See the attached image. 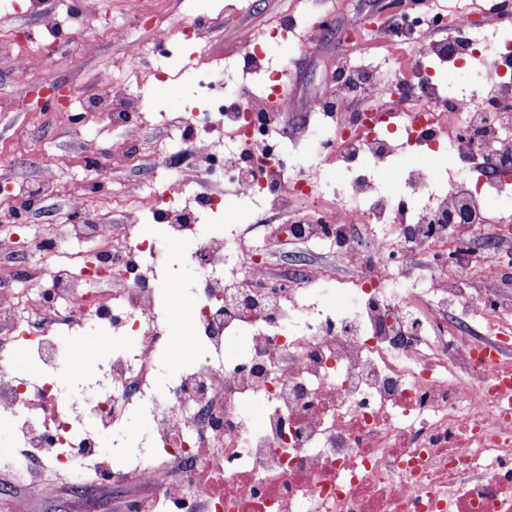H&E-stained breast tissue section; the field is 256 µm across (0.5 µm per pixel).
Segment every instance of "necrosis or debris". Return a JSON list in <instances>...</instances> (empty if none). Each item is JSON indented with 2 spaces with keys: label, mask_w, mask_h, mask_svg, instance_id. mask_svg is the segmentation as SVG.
<instances>
[{
  "label": "necrosis or debris",
  "mask_w": 512,
  "mask_h": 512,
  "mask_svg": "<svg viewBox=\"0 0 512 512\" xmlns=\"http://www.w3.org/2000/svg\"><path fill=\"white\" fill-rule=\"evenodd\" d=\"M456 28L452 41L422 50L416 74L425 95L400 121L340 112L329 136L309 117H288L268 83L225 113L239 151L223 155L201 136L205 121L176 115L194 164L164 188L169 205L160 215L169 240L194 242L190 261L201 277L190 291V316L202 355L165 393L152 378L177 330L135 264L144 257L160 265L163 248L132 225L85 219L83 199H74L72 232L99 241L101 262L125 272L124 286L92 309L69 294L65 315L55 311L54 294L43 296L19 340L46 368L63 353L50 335L57 324L99 323L135 337L140 348L112 355L109 383L88 407L93 427L80 434L56 384L23 382L0 351V422L23 436L22 450L0 455V470L29 469L41 452L72 469L95 456L98 430L120 428L136 411L153 423L162 462L131 464L113 479L148 483L167 512H512V296L491 286L496 270L512 266V222L487 206L512 196V132L500 113L474 111V99L445 97L435 77L447 65L483 70L482 98L510 103L512 41L491 50L469 35L465 19ZM96 83L97 110L135 127L137 106L116 98L111 72H99ZM457 110L467 118L452 130L445 116ZM284 139L312 141L318 153L349 163L362 155L384 163L402 150L452 151L479 161L485 177L403 171V185L426 200L413 214L391 186L357 180L335 212L292 221L296 240L374 252L349 287L337 289L338 306L328 313L313 287L317 273L273 275L255 249L206 234L198 215L178 204L193 183L220 174L239 195L287 208L303 181ZM379 224L393 235L375 239ZM481 228L490 248L475 245ZM418 255L429 261L421 300L402 286ZM476 316L482 333L464 332ZM234 339L244 340L243 354L230 352ZM254 405L263 409L257 421ZM208 448L223 454L204 458Z\"/></svg>",
  "instance_id": "obj_1"
}]
</instances>
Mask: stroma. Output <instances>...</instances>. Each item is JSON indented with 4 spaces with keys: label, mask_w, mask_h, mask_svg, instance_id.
I'll list each match as a JSON object with an SVG mask.
<instances>
[{
    "label": "stroma",
    "mask_w": 512,
    "mask_h": 512,
    "mask_svg": "<svg viewBox=\"0 0 512 512\" xmlns=\"http://www.w3.org/2000/svg\"><path fill=\"white\" fill-rule=\"evenodd\" d=\"M481 12H473L472 0H87L93 15L84 37L95 48L79 55L68 38H60L48 56L57 77L73 92L72 105L84 115L72 123L67 113L45 111L37 104L36 78L19 84L0 69V161L8 179L26 189H44L39 205L30 211V221L17 235L26 261L0 267V287L12 289L22 303L16 311V325L32 318L28 303L36 292L50 287L53 270H65L70 286L83 293L103 297L120 287L117 279L88 280L82 269L88 252L98 250L93 239H69V207L72 197L86 195L91 179L102 182L99 192L86 196L90 217L122 224L127 215L116 205L128 186L138 183L154 192L173 180L167 158L179 148L169 124L172 113H186L200 107L203 71L224 70L236 75L233 93L258 94L267 76H274L288 110L300 115L314 99L329 98L338 75L351 69H368L382 74L381 82L356 94L350 109L409 112L415 98L408 90L417 45L389 41L383 34L395 16L408 14L423 18L422 42L445 39L448 31L430 25V17L444 15L448 23L458 17L476 15L479 23L469 34L487 47L512 40V0H481ZM214 18L215 23L202 40L185 38L187 22ZM330 21L333 33H323L319 24ZM120 26L124 36L110 38L108 27ZM169 32L177 48L168 59L155 58L154 69L129 62L127 45L135 41L152 45L154 28ZM253 32L267 46L270 72L248 70L240 55V38ZM108 71L117 88L140 107L139 128L128 133L125 126L103 119L94 102L97 73ZM297 173L307 183V197L296 199L290 211L266 208L260 200L224 190V211L205 214L201 223L214 225L228 237H245L249 244L267 250L268 264L278 269L286 256L296 255L309 267L332 272L330 288L344 287L356 266L335 245L323 242L287 241L282 224L312 208L332 211L338 204L336 192L347 179L343 162L334 155L319 157L311 144L295 149ZM60 241L57 253L47 254L38 246L45 239ZM190 244L171 248L167 263L155 279L165 319L182 335H194L192 322L185 319L187 291L195 287L198 271L189 262ZM183 280L180 288L168 287L169 278ZM98 455L121 466L134 459L148 460L155 449L148 419L130 414L123 431L103 433ZM35 479L20 478L15 472L0 473V512H125V501L133 495H147V488L133 493L101 480L94 461H86L79 473L60 470L45 461H34Z\"/></svg>",
    "instance_id": "35a3bbf8"
}]
</instances>
